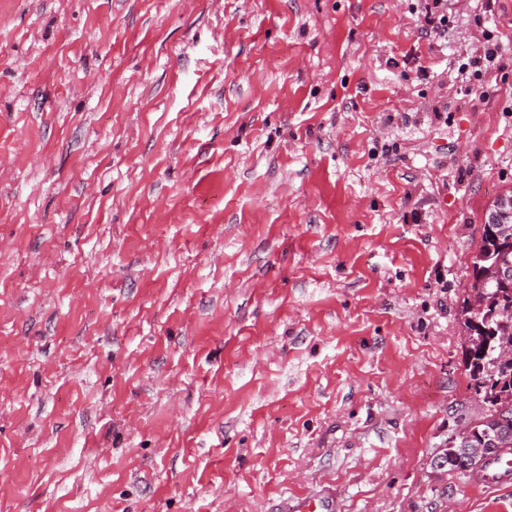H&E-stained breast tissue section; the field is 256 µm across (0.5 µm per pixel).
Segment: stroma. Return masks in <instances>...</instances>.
<instances>
[{"label":"stroma","instance_id":"stroma-1","mask_svg":"<svg viewBox=\"0 0 512 512\" xmlns=\"http://www.w3.org/2000/svg\"><path fill=\"white\" fill-rule=\"evenodd\" d=\"M420 9L0 0V512H512L435 465L512 0ZM422 27L426 29H448L450 16H448L447 0H424L422 4ZM282 510L281 512H288V510L289 512H332L335 509L333 501L307 495L293 499L289 506L287 501Z\"/></svg>","mask_w":512,"mask_h":512}]
</instances>
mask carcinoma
I'll return each mask as SVG.
<instances>
[{
    "label": "carcinoma",
    "instance_id": "cac0c4a2",
    "mask_svg": "<svg viewBox=\"0 0 512 512\" xmlns=\"http://www.w3.org/2000/svg\"><path fill=\"white\" fill-rule=\"evenodd\" d=\"M499 263L512 264V252L500 250L497 231H485L472 266L485 271ZM472 291L486 302L481 317L485 331L466 337V356L471 387L483 398L487 414L467 433L448 441L441 457L448 461L450 471L457 470L454 460L458 457L470 459L471 466L479 468L486 456L477 454V445L512 451V360L500 357L502 350L512 347V317L504 316V311L512 309V280L502 283L489 279Z\"/></svg>",
    "mask_w": 512,
    "mask_h": 512
}]
</instances>
